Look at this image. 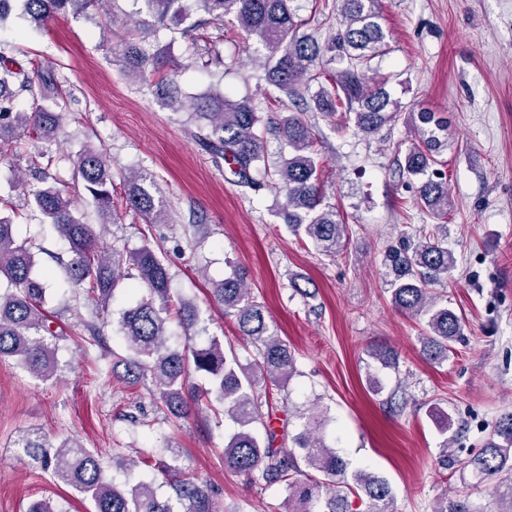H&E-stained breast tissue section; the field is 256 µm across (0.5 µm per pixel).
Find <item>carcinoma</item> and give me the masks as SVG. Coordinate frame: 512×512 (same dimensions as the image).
Masks as SVG:
<instances>
[{"label":"carcinoma","mask_w":512,"mask_h":512,"mask_svg":"<svg viewBox=\"0 0 512 512\" xmlns=\"http://www.w3.org/2000/svg\"><path fill=\"white\" fill-rule=\"evenodd\" d=\"M17 1L22 16L42 29L59 15L90 9L108 18L102 27L106 37L118 22L119 0H0V24L11 16ZM380 2L336 0L340 25L322 46L314 36L300 32L304 25L298 16L300 0H144L147 17L135 22L142 34L169 19L181 20L193 10L208 15L202 24L214 25L219 33L208 41L206 66L221 63L217 46L224 42V20L258 37L260 47L252 61L261 63L264 79L280 92L277 104L288 111L265 123V130L288 147V156L265 183L256 178L266 163L263 140L257 133L261 117L253 101L231 100L219 91L186 101L167 74L169 67L178 64L164 52L147 54L130 37L113 46V57L125 76L151 88L163 108L189 114L196 125L192 133L196 143L214 159L230 161L239 185L254 191L263 186L285 191L283 219L288 231L310 241L319 252L334 256L348 236V225L336 208L323 203L313 134L294 109L316 82L317 110L354 115L355 126L366 135L379 133L397 119L385 83L369 81L363 71L386 46ZM327 52L347 59L348 66L342 70L328 67L322 61ZM63 80L54 68L16 65L0 48V154L20 156L27 152V141L51 140L61 133ZM447 136L448 121L419 108L412 121L403 174L419 182L414 203L436 216L447 214L451 206L447 175L439 169L438 159ZM75 177L94 204L98 223H116L112 171L104 153L81 152L75 160ZM140 180L142 176L136 173L126 178L130 206L151 224L166 223L163 201L155 200ZM19 221L49 224L68 245L66 272L92 308L93 320L85 328L101 347L108 324L102 315L108 312L123 266L137 270L147 293L131 303L117 322L131 352L121 361L124 373L120 379L135 383L150 373L158 402L175 419L188 416L191 402L214 396L235 425L224 444V464L238 472L260 469L268 482L286 483L290 494L285 512H354L352 495L366 498V512H395L386 479L369 470L347 474L348 464L321 435L323 414L299 415L302 423L291 448L274 447L275 437L269 430L264 440L257 435L264 414L254 397L256 385L262 380L275 385L289 381L296 373V360L288 346L270 332L263 306L252 300L239 271L213 283L212 295L224 307V314L236 318L259 359L244 366L215 338L197 347L172 348L171 319L187 331L203 319L192 301L172 295L163 257L147 245L131 252L99 246L93 225L75 215L73 199L45 177L36 185H25L22 208L0 197V281H7V288L0 289V360L12 359L32 377L52 380L60 371L59 342L65 338L53 313L45 308L46 288L34 259L36 245L17 240ZM447 233L445 224L422 228L417 235L404 232L384 261L392 306L422 326V353L433 362L448 359L453 343L463 334L462 317L434 291L457 265ZM369 354L383 366L397 364V353L387 346L374 345ZM193 372L207 375L211 388L195 391L190 384ZM16 447L54 481L80 493L91 503L92 512H174L171 499L160 497L151 482H139L126 491L108 480L99 458L77 438L57 442L41 431H31L17 439ZM467 467L476 485L492 483L496 512H512V411L501 414L484 448ZM170 486L185 512H211L209 487L195 475L183 472ZM433 512L480 510L467 499L444 496Z\"/></svg>","instance_id":"obj_1"}]
</instances>
